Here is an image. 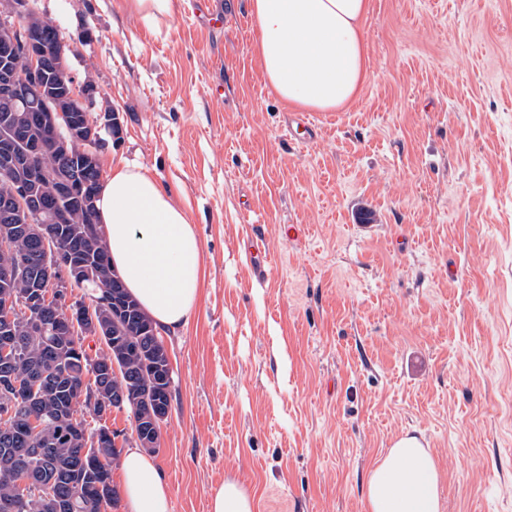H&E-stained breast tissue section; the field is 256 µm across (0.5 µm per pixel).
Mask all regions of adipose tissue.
<instances>
[{
  "label": "adipose tissue",
  "mask_w": 512,
  "mask_h": 512,
  "mask_svg": "<svg viewBox=\"0 0 512 512\" xmlns=\"http://www.w3.org/2000/svg\"><path fill=\"white\" fill-rule=\"evenodd\" d=\"M256 56L275 94L295 109L333 112L355 101L368 76L371 0H250ZM96 210L112 265L156 327L187 326L198 302L203 249L189 214L143 166L112 161ZM128 512H170L168 487L138 448L121 461ZM435 457L417 437L388 448L371 470L366 512H440Z\"/></svg>",
  "instance_id": "ef3b65f1"
}]
</instances>
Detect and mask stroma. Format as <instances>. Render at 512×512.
<instances>
[{
	"mask_svg": "<svg viewBox=\"0 0 512 512\" xmlns=\"http://www.w3.org/2000/svg\"><path fill=\"white\" fill-rule=\"evenodd\" d=\"M39 7L80 43L78 98L119 113L101 162L148 167L203 243L199 304L161 335L172 512H207L228 480L253 512H365L407 432L441 512H512V0H372L369 79L308 148L258 69L248 0L158 21L125 0Z\"/></svg>",
	"mask_w": 512,
	"mask_h": 512,
	"instance_id": "obj_1",
	"label": "stroma"
}]
</instances>
